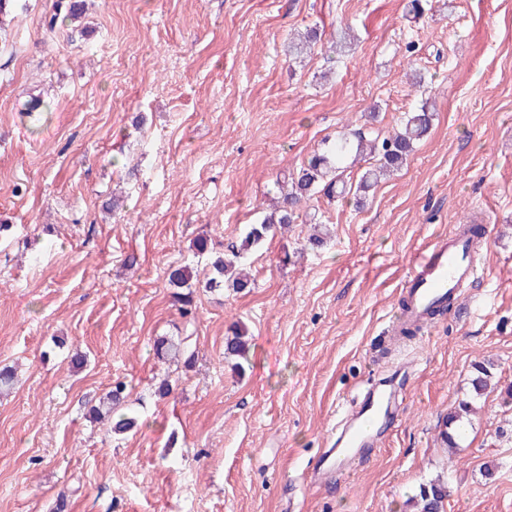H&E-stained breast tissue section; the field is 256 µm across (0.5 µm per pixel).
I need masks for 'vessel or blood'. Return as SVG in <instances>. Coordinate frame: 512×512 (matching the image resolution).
<instances>
[{
    "mask_svg": "<svg viewBox=\"0 0 512 512\" xmlns=\"http://www.w3.org/2000/svg\"><path fill=\"white\" fill-rule=\"evenodd\" d=\"M477 275L474 252L462 230L439 236L421 249L411 264L394 327L423 321L429 308L455 294L461 285L475 280ZM401 391L395 379L379 380L343 423L332 448L315 462L314 471L328 476L334 467L366 458L384 423L397 416Z\"/></svg>",
    "mask_w": 512,
    "mask_h": 512,
    "instance_id": "b4317fda",
    "label": "vessel or blood"
}]
</instances>
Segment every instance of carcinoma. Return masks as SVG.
<instances>
[{
	"instance_id": "carcinoma-1",
	"label": "carcinoma",
	"mask_w": 512,
	"mask_h": 512,
	"mask_svg": "<svg viewBox=\"0 0 512 512\" xmlns=\"http://www.w3.org/2000/svg\"><path fill=\"white\" fill-rule=\"evenodd\" d=\"M83 7V0H56L53 13L46 20L47 30L54 31L57 24L63 21L78 20ZM316 41L317 32L309 29L291 43L289 51L299 58ZM434 117L435 113L424 103L417 111L410 113L402 128L392 135L384 136L371 128H359L341 135L326 150L314 154L292 177L291 190L283 195L277 208L266 214L260 223L248 225L240 246L233 248L229 254L211 258L210 273L205 280L195 279L193 267L189 265L171 269L168 285L173 288L172 297L179 304L181 314L191 313L188 306L192 305L196 288L215 290L228 285L242 291L249 287L251 279L246 271L244 255L262 245L275 234L277 228L295 224L303 218L302 205L311 197L320 193L333 199L348 193L344 180L347 170L345 162L352 156L368 153L373 156L375 163L365 170L355 187L358 200L365 199L382 178L403 167L415 145L428 134ZM225 351L228 355L246 358L248 339L245 329L234 326L233 335L226 338ZM154 353L161 361L182 359L186 365L192 362V356L186 355L184 340L178 336L157 339ZM494 367L491 360L475 365L468 379L466 397L442 418L441 435L450 447H456L461 426L471 414L473 404L487 393ZM127 402L126 385L118 381L99 404L91 408V417L97 422H110L112 433L123 434L137 425V419L124 411ZM447 498L448 484L438 479L420 486L419 492L409 499V503L415 512H444Z\"/></svg>"
}]
</instances>
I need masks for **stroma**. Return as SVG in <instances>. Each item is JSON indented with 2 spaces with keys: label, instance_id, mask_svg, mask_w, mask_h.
<instances>
[{
  "label": "stroma",
  "instance_id": "1",
  "mask_svg": "<svg viewBox=\"0 0 512 512\" xmlns=\"http://www.w3.org/2000/svg\"><path fill=\"white\" fill-rule=\"evenodd\" d=\"M54 2L15 0L0 41V367L19 374L0 512H50L62 490L69 512H406L439 475L445 512H512V0H87V31L50 32ZM309 27L320 40L289 63ZM424 104L431 132L364 208L308 202L322 248L291 225L247 255L250 288L196 291L181 315L167 275L206 272L195 238L225 251L324 142ZM473 221L478 282L389 342L411 255ZM237 321L241 363L224 353ZM159 336L187 338L192 366L159 362ZM485 359L498 386L448 452L440 420ZM400 366L372 456L315 478L341 412ZM117 381L137 419L122 435L87 417Z\"/></svg>",
  "mask_w": 512,
  "mask_h": 512
}]
</instances>
